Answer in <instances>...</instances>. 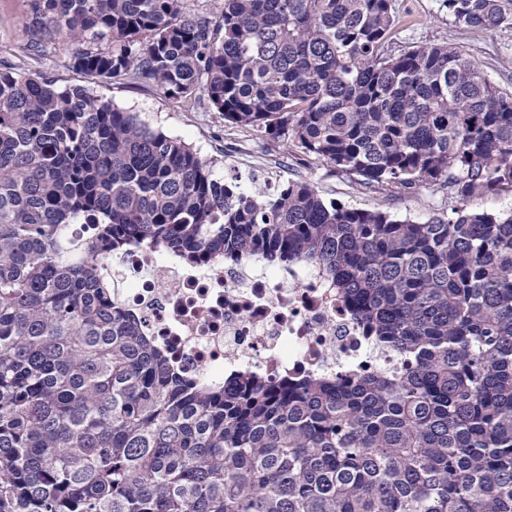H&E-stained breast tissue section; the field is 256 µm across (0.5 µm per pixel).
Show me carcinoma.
I'll return each instance as SVG.
<instances>
[{"instance_id":"obj_1","label":"carcinoma","mask_w":512,"mask_h":512,"mask_svg":"<svg viewBox=\"0 0 512 512\" xmlns=\"http://www.w3.org/2000/svg\"><path fill=\"white\" fill-rule=\"evenodd\" d=\"M512 27L503 0H442ZM33 40L90 83L207 95L224 121L358 178L448 201L512 188V92L462 51H387L392 0H33ZM92 224L76 242L67 225ZM310 259L397 376L204 389L112 299L129 242ZM0 512H512V213L425 222L251 193L93 94L0 70Z\"/></svg>"}]
</instances>
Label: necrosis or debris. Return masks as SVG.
Instances as JSON below:
<instances>
[{
    "label": "necrosis or debris",
    "instance_id": "4bbe7bcc",
    "mask_svg": "<svg viewBox=\"0 0 512 512\" xmlns=\"http://www.w3.org/2000/svg\"><path fill=\"white\" fill-rule=\"evenodd\" d=\"M106 269L113 297L142 335L202 384L402 368L397 355L364 336L330 276L313 262H190L133 243Z\"/></svg>",
    "mask_w": 512,
    "mask_h": 512
}]
</instances>
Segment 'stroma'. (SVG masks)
I'll use <instances>...</instances> for the list:
<instances>
[{"label":"stroma","instance_id":"obj_1","mask_svg":"<svg viewBox=\"0 0 512 512\" xmlns=\"http://www.w3.org/2000/svg\"><path fill=\"white\" fill-rule=\"evenodd\" d=\"M442 0H394L399 23L389 50L399 52L410 43H446L465 52L488 77L512 91V28L488 33L456 27ZM33 21L31 0H0V64L27 72H44L57 86L83 84V76L71 66V54L62 44L47 42L41 59L27 57L25 46ZM95 95L118 108L135 112L150 126L193 145L202 156L215 160L224 179H240L253 192H272L291 181L313 182L328 200L365 209H381L399 219L423 222L447 216L441 194L427 186L412 191L386 187L371 191L355 178L332 166L304 156L287 145L272 146L263 129L224 122L208 100L190 102L151 86L97 83Z\"/></svg>","mask_w":512,"mask_h":512}]
</instances>
